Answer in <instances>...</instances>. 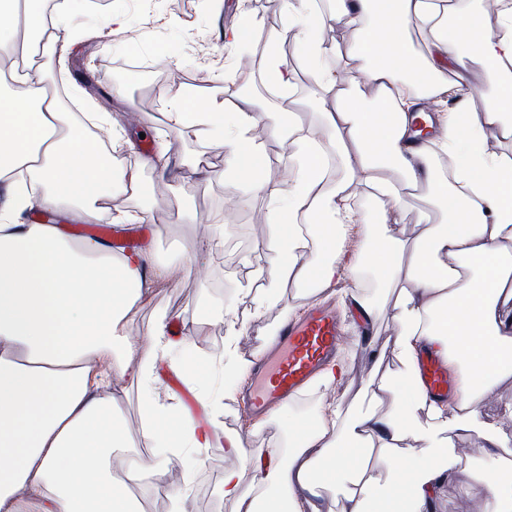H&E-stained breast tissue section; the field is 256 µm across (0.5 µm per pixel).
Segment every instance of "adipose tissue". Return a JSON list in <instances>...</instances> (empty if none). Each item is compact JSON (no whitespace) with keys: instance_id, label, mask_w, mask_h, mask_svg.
<instances>
[{"instance_id":"adipose-tissue-1","label":"adipose tissue","mask_w":512,"mask_h":512,"mask_svg":"<svg viewBox=\"0 0 512 512\" xmlns=\"http://www.w3.org/2000/svg\"><path fill=\"white\" fill-rule=\"evenodd\" d=\"M40 0H0L12 31L39 30L46 48L68 47L66 28L47 23ZM332 11L356 33L353 42L329 41L315 0H290L288 30L303 37V58L320 94L335 102L328 140L296 134L291 158L297 175L288 186L263 185L276 228L267 248L272 282L294 279L311 293L356 280L368 268L391 288L395 343L403 369L370 380L371 394L397 393L394 412L345 416L322 407L285 454L253 455L242 439L228 452L250 465L252 487L238 467L224 472V495L237 512H262L273 486L287 512H434L453 468L437 431L475 424L487 392L512 378V153L486 149L487 133L512 137V7L460 11L451 0H332ZM428 30L425 53L412 35ZM475 58L495 77L483 110L470 106L471 86L459 71ZM14 88L0 89V512H138L125 480L112 477V451L125 447L115 419L113 359L118 374L144 389L143 434L154 455L148 470L168 476L176 450L212 447L217 429L198 427L174 397L152 382L168 359L190 389L207 374L176 354L167 317L146 336L127 335L139 302L155 281L169 278L150 254H117L99 240L71 241L53 224L19 223L36 205L61 216L91 220L121 195L137 192L138 168L124 165L127 145L111 114L91 137L87 118L60 111L33 64L15 66ZM374 108H367L366 96ZM450 99L436 115L439 136L410 147L424 99ZM172 129L220 137L235 179L251 178L263 163L250 138L259 113L249 105L207 111L183 89L170 93ZM454 157L451 176L434 159ZM337 156L341 176L329 182L324 165ZM432 182L444 219L424 224L408 244L372 236L352 258L341 236L362 221L353 205L358 189L401 203L417 182ZM440 358L456 377L453 392L433 395L420 377L424 354ZM427 422H417L419 412ZM420 445L403 447L405 436ZM399 470L400 481L382 478Z\"/></svg>"}]
</instances>
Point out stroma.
<instances>
[{"instance_id": "1", "label": "stroma", "mask_w": 512, "mask_h": 512, "mask_svg": "<svg viewBox=\"0 0 512 512\" xmlns=\"http://www.w3.org/2000/svg\"><path fill=\"white\" fill-rule=\"evenodd\" d=\"M287 8L286 0H141L137 5L129 0H94L93 5L74 7L67 16L65 25L76 35L67 50L30 56L33 65L49 69L51 88L65 92L60 111L71 112L79 106L88 112H108L124 128L133 144L125 160L140 164V189L120 198L117 205L147 212L153 236L142 237L144 226L139 224L133 226V233L140 235L141 247L149 249L155 261L177 269L165 287L151 292L127 332L144 336L160 315H167L179 328V340L189 347L188 359L208 371L209 396L205 399L188 389L168 362H160L154 373L157 386L175 394L185 415L202 426L218 422L223 430V441L213 447L185 448L170 459L173 483L187 512H236L235 502L224 496V471L233 464L225 451V439H243L257 456L270 448L290 446L298 422L312 420L322 404L333 402L350 411L366 409L369 378L394 377L403 369L394 343L393 298L374 282L370 272H362L360 281L378 309L373 325L355 326L341 305L340 294H306L292 281L281 284L270 305L256 310L253 297L270 281V256L264 248L273 232L269 199L259 190L230 185L224 176L222 145L169 126L166 89L207 71L213 85L199 89V96L218 97L227 112L242 99L251 100L254 111L264 116L254 139L265 155V180L278 185L292 182L296 174L289 160L292 148L273 134V126H300L321 134L327 123L325 113L332 107L331 100L322 101L315 95L316 84L301 56L302 38L292 35L282 46L295 71L284 105L258 91L262 78L254 68L253 45L224 43L225 30L236 26L244 14L251 18L254 33L271 37L283 32ZM112 12L124 16L123 29L108 26L106 17ZM165 147L178 157L200 160L202 173L186 169L159 178L145 161ZM357 198L363 222L349 229L344 240L352 254L361 247L366 231L409 240L423 216L438 215L427 187L414 191L399 207L364 190ZM218 229L227 236L244 234V247L229 250L221 245L200 254L193 252L194 243ZM314 302L336 309L346 338L339 355L347 362V374L329 387L314 383L301 397L269 410L260 422L249 421L241 408L249 381L241 379L234 391L226 390L224 365L217 359L224 349L225 327L205 318L203 307L231 306L233 320L245 328L238 352L243 359L258 361L283 324L285 310L291 308L301 315ZM116 400L127 445L118 449L121 462L112 474L122 480L127 463L148 460L153 451L142 444V387L126 383ZM487 433L512 448V381L487 393L476 426L442 430L456 473L441 488L436 512H478L492 468L483 440Z\"/></svg>"}]
</instances>
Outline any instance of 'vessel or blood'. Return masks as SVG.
Masks as SVG:
<instances>
[{
  "label": "vessel or blood",
  "instance_id": "1",
  "mask_svg": "<svg viewBox=\"0 0 512 512\" xmlns=\"http://www.w3.org/2000/svg\"><path fill=\"white\" fill-rule=\"evenodd\" d=\"M343 342L336 314L324 307L309 309L289 323L270 349L271 363L259 365V382L249 391L244 412L257 418L269 409L300 395L335 360ZM423 382L437 395L448 392V371L438 359L421 365Z\"/></svg>",
  "mask_w": 512,
  "mask_h": 512
}]
</instances>
